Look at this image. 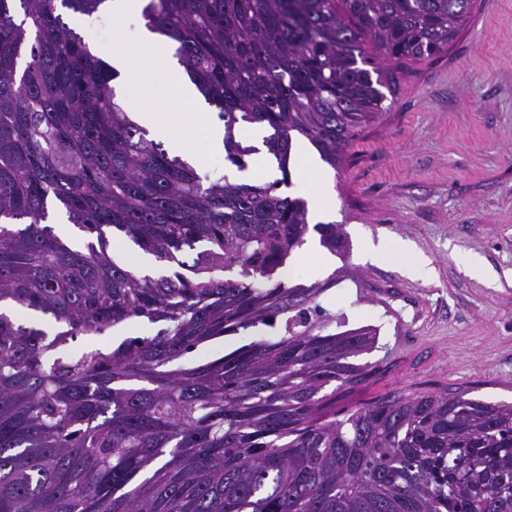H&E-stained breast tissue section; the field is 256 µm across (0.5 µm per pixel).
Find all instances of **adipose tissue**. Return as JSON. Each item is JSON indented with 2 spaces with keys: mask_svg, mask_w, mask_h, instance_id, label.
Instances as JSON below:
<instances>
[{
  "mask_svg": "<svg viewBox=\"0 0 512 512\" xmlns=\"http://www.w3.org/2000/svg\"><path fill=\"white\" fill-rule=\"evenodd\" d=\"M145 3L146 0H105L104 11L110 12L116 21H132L135 29L129 45L113 49L98 46L93 50L94 55L117 71V93L143 92L156 80L163 79L171 83L174 98L188 104L189 109L185 112H174L167 106L157 105L144 108L133 115L137 123L164 140L173 153L188 155L192 142L201 135L209 140L214 150H223L224 131L201 123L197 107L202 95L187 77L183 67L167 61L160 62L149 56L148 50L156 35L146 27L142 18ZM292 152L302 158L308 172L306 181L299 184L298 190L307 198L310 218L314 221L322 219L329 211L326 199L327 181L303 141H296ZM366 253L374 261L395 262L411 276L423 280L432 276L429 261L409 242L400 238H387L368 244Z\"/></svg>",
  "mask_w": 512,
  "mask_h": 512,
  "instance_id": "ef3b65f1",
  "label": "adipose tissue"
}]
</instances>
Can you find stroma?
Instances as JSON below:
<instances>
[{"label":"stroma","mask_w":512,"mask_h":512,"mask_svg":"<svg viewBox=\"0 0 512 512\" xmlns=\"http://www.w3.org/2000/svg\"><path fill=\"white\" fill-rule=\"evenodd\" d=\"M395 74L385 114L327 173L351 249L332 257L320 303L347 328L376 329L362 360L380 367L340 405L459 387L511 403L512 282L489 287L456 254L512 269V0H475L444 56ZM389 237L431 260V282L366 260V243Z\"/></svg>","instance_id":"1"}]
</instances>
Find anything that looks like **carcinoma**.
I'll list each match as a JSON object with an SVG mask.
<instances>
[{"mask_svg": "<svg viewBox=\"0 0 512 512\" xmlns=\"http://www.w3.org/2000/svg\"><path fill=\"white\" fill-rule=\"evenodd\" d=\"M105 0H0V512H512V404L465 389L375 399L338 418L373 365L375 329L332 330L311 285L286 275L315 233L292 142L332 168L385 110L388 64L438 57L474 0H148L224 122V161L270 130L281 177L201 173L132 121L117 73L65 21ZM376 54H367L365 43ZM88 237L69 247L49 217ZM152 255L117 262L108 235ZM158 326L76 352L82 336ZM284 324L195 365L217 340Z\"/></svg>", "mask_w": 512, "mask_h": 512, "instance_id": "cac0c4a2", "label": "carcinoma"}]
</instances>
